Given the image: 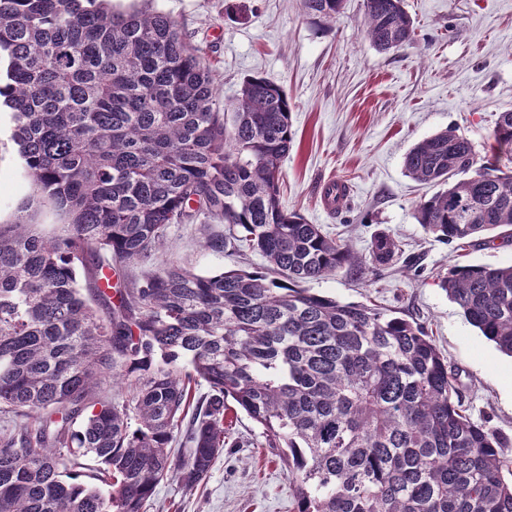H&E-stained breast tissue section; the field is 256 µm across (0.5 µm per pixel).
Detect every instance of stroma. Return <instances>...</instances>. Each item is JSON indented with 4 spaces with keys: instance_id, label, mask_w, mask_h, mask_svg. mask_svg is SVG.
Instances as JSON below:
<instances>
[{
    "instance_id": "1",
    "label": "stroma",
    "mask_w": 512,
    "mask_h": 512,
    "mask_svg": "<svg viewBox=\"0 0 512 512\" xmlns=\"http://www.w3.org/2000/svg\"><path fill=\"white\" fill-rule=\"evenodd\" d=\"M415 25L413 45L376 50L364 37V0H345L333 22L307 15L301 0H111L121 11L161 12L184 24L214 64L217 104L234 101L245 78L281 85L291 104L292 148L281 163V202L309 223L368 255L378 233L399 251L379 271L344 268L312 282L313 291L343 302L377 305L423 324L460 377L470 417L510 441L512 358L465 320L440 288L457 264L512 263V242L455 251L425 234L414 213L433 186L407 176L403 161L416 143L448 127L472 144L478 161L494 154L490 133L512 110V0H404ZM14 119L0 108V221L14 220L30 187L13 140ZM347 196L323 202L327 183ZM216 222L172 227L164 245L130 275L177 261L196 273L261 266L254 253L220 254L204 239L223 234ZM145 512H295L294 486L259 427L239 415L206 479L193 490L161 482Z\"/></svg>"
}]
</instances>
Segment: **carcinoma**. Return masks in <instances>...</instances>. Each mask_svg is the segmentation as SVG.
<instances>
[{
  "label": "carcinoma",
  "mask_w": 512,
  "mask_h": 512,
  "mask_svg": "<svg viewBox=\"0 0 512 512\" xmlns=\"http://www.w3.org/2000/svg\"><path fill=\"white\" fill-rule=\"evenodd\" d=\"M403 4L365 0L377 50L414 43ZM302 6L331 22L344 0ZM2 51L29 200L67 222L53 236L0 222V407L22 420L0 433V512H143L161 481L205 478L238 410L279 450L296 512H512L508 442L466 414L428 331L306 287L385 266L398 246L379 234L359 256L282 204L283 87L247 78L220 112L212 65L174 19L106 0H0ZM491 138L512 150V110ZM404 168L447 186L415 207L436 239L462 249L512 227V171L478 163L456 129ZM201 217L224 224L205 247L255 252L264 270L170 263L112 290ZM440 286L512 356V264L455 266ZM109 380L125 398L99 397Z\"/></svg>",
  "instance_id": "carcinoma-1"
}]
</instances>
